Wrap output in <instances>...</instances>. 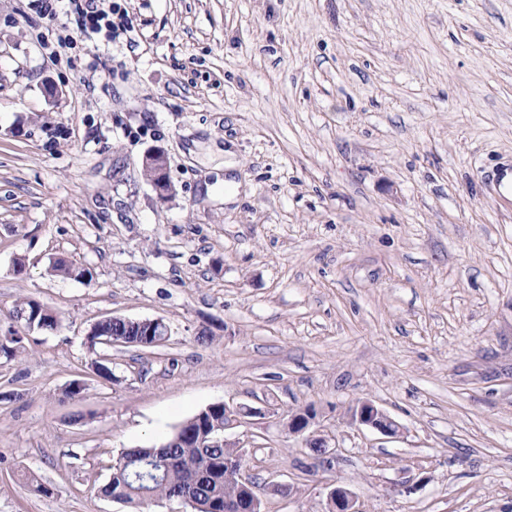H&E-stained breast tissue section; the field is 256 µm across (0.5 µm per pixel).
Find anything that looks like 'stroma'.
<instances>
[{
  "label": "stroma",
  "instance_id": "1",
  "mask_svg": "<svg viewBox=\"0 0 512 512\" xmlns=\"http://www.w3.org/2000/svg\"><path fill=\"white\" fill-rule=\"evenodd\" d=\"M118 2L130 38L54 65L64 15L0 0V337L21 298L61 319L0 356V512H191L101 489L220 402L268 412L226 431L292 488L265 512L336 483L363 512H512V0ZM112 315L172 334L109 348V382L87 334ZM363 400L401 433L351 425ZM308 405L325 469L279 424ZM152 165L156 169V180L152 182L155 189L162 198L168 197L173 193V186L167 178V156L162 150H153L149 152L143 162V166Z\"/></svg>",
  "mask_w": 512,
  "mask_h": 512
}]
</instances>
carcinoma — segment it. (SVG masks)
<instances>
[{
    "label": "carcinoma",
    "instance_id": "carcinoma-1",
    "mask_svg": "<svg viewBox=\"0 0 512 512\" xmlns=\"http://www.w3.org/2000/svg\"><path fill=\"white\" fill-rule=\"evenodd\" d=\"M11 318L19 325L10 344L0 345V352L9 360L17 356L20 331L40 326L44 332H53L59 327L55 312L32 299L17 300ZM114 335H127L124 323L100 320L88 341L95 346ZM167 442L170 447L161 455L154 454L155 446L124 449L102 492L134 504L185 498L193 512H224V500L237 497L238 466L234 450L224 447V406L212 408L201 425L197 416L188 418L181 423L179 436H171ZM226 458L230 461L227 467Z\"/></svg>",
    "mask_w": 512,
    "mask_h": 512
}]
</instances>
